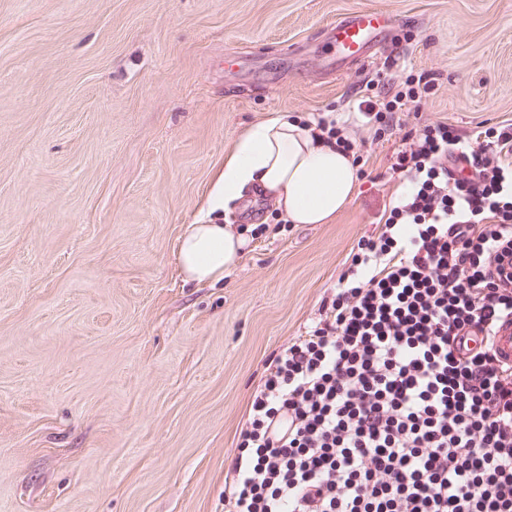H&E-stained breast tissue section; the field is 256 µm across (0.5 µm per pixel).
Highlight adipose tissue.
<instances>
[{"label":"adipose tissue","instance_id":"adipose-tissue-1","mask_svg":"<svg viewBox=\"0 0 512 512\" xmlns=\"http://www.w3.org/2000/svg\"><path fill=\"white\" fill-rule=\"evenodd\" d=\"M353 155L287 114L252 124L214 174L197 220L179 236L175 262L185 282L213 285L238 265L247 236L225 211L259 194L292 224H329L352 201Z\"/></svg>","mask_w":512,"mask_h":512}]
</instances>
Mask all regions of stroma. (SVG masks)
I'll return each instance as SVG.
<instances>
[{"mask_svg":"<svg viewBox=\"0 0 512 512\" xmlns=\"http://www.w3.org/2000/svg\"><path fill=\"white\" fill-rule=\"evenodd\" d=\"M362 8L390 38L323 68ZM381 70L429 73L408 124L512 119V0H0V512H224L254 392L398 193L401 132L351 111ZM329 111L366 161L350 205L240 203L238 266L185 283L175 243L241 134Z\"/></svg>","mask_w":512,"mask_h":512,"instance_id":"35a3bbf8","label":"stroma"}]
</instances>
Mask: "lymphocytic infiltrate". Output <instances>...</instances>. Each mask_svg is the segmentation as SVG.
<instances>
[{
  "mask_svg": "<svg viewBox=\"0 0 512 512\" xmlns=\"http://www.w3.org/2000/svg\"><path fill=\"white\" fill-rule=\"evenodd\" d=\"M432 88L355 96L405 190L254 393L225 512H512V365L462 349L512 317V122L405 128Z\"/></svg>",
  "mask_w": 512,
  "mask_h": 512,
  "instance_id": "lymphocytic-infiltrate-1",
  "label": "lymphocytic infiltrate"
}]
</instances>
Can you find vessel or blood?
<instances>
[{
    "label": "vessel or blood",
    "mask_w": 512,
    "mask_h": 512,
    "mask_svg": "<svg viewBox=\"0 0 512 512\" xmlns=\"http://www.w3.org/2000/svg\"><path fill=\"white\" fill-rule=\"evenodd\" d=\"M393 21L389 16L371 9H361L339 19L331 28L337 60L369 58L372 49L381 43ZM497 358L512 364V318L503 319L491 338Z\"/></svg>",
    "instance_id": "obj_1"
}]
</instances>
